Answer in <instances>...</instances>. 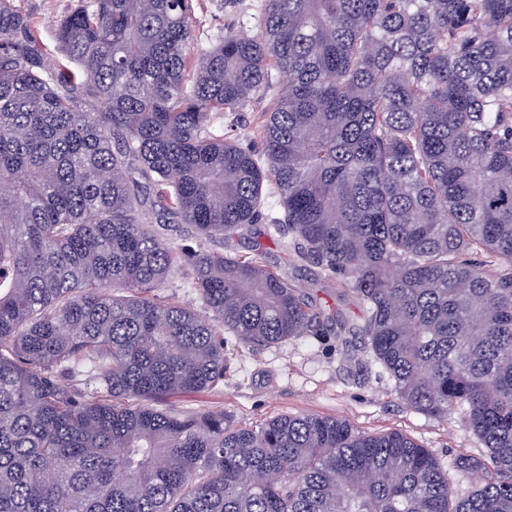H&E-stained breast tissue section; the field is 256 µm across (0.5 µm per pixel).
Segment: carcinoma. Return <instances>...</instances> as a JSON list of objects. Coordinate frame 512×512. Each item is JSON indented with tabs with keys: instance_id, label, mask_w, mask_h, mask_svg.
I'll return each instance as SVG.
<instances>
[{
	"instance_id": "carcinoma-1",
	"label": "carcinoma",
	"mask_w": 512,
	"mask_h": 512,
	"mask_svg": "<svg viewBox=\"0 0 512 512\" xmlns=\"http://www.w3.org/2000/svg\"><path fill=\"white\" fill-rule=\"evenodd\" d=\"M81 2L53 61L0 0V512H512V0H257L210 46L194 0ZM280 75L261 150L215 132ZM262 215L357 321L234 251ZM331 334L485 454L158 407L224 385L226 335ZM160 293L178 302L193 304L195 307L199 308V301L195 291L193 288H189L186 281L181 278L175 277L169 279L165 287L160 290Z\"/></svg>"
}]
</instances>
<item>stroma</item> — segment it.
<instances>
[{
	"mask_svg": "<svg viewBox=\"0 0 512 512\" xmlns=\"http://www.w3.org/2000/svg\"><path fill=\"white\" fill-rule=\"evenodd\" d=\"M256 0H197L195 34L208 43L225 24L245 18ZM29 14L51 54H58L55 31L60 20L74 11L80 0H15ZM286 90L278 83L266 98L246 112H228L224 126H239L252 144H259L265 113ZM261 246L269 263L288 275L295 285L312 290L323 304L336 308L340 317L357 319L355 304L342 289L313 287L312 269L299 260L287 239L257 223L235 239L241 253ZM228 376L223 387L190 397L169 399L175 413L223 411L242 426L255 427L278 415L313 414L347 421L359 433L399 432L429 448L443 462L461 453L482 455L477 437L466 430L458 415L435 418L410 410L395 393L393 380L377 367L358 338L349 343L335 336L320 340H286L258 350L228 341Z\"/></svg>",
	"mask_w": 512,
	"mask_h": 512,
	"instance_id": "stroma-1",
	"label": "stroma"
}]
</instances>
